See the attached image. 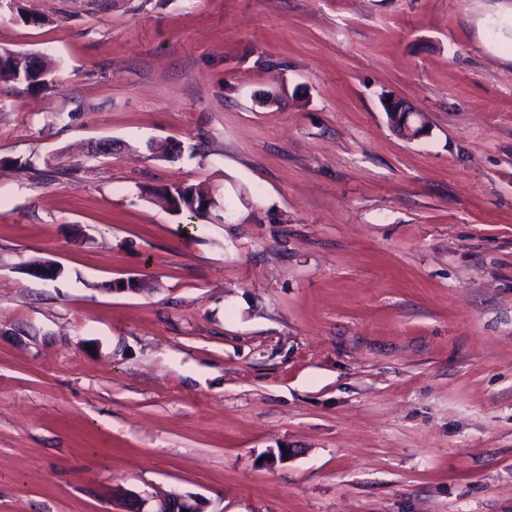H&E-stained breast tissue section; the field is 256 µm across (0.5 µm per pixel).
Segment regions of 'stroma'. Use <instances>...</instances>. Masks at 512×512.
<instances>
[{"label": "stroma", "mask_w": 512, "mask_h": 512, "mask_svg": "<svg viewBox=\"0 0 512 512\" xmlns=\"http://www.w3.org/2000/svg\"><path fill=\"white\" fill-rule=\"evenodd\" d=\"M4 50L57 68L0 81V512H512V0H0ZM206 189L207 188L201 185L170 184L145 187L142 189V192L145 195L155 196L168 201L171 203V212L175 214H180L185 210L190 214V218H196L207 214L208 210L218 205L213 192L210 193V191ZM193 194L197 197L196 206H188V197ZM206 198L209 202L208 206ZM125 500L134 501L137 505L135 512H207L203 502L196 498L183 495L177 491L155 496H142L137 493H126ZM182 505V510L170 509V503Z\"/></svg>", "instance_id": "obj_1"}]
</instances>
